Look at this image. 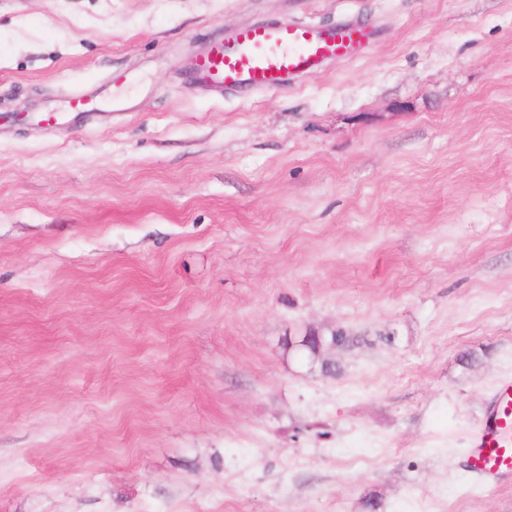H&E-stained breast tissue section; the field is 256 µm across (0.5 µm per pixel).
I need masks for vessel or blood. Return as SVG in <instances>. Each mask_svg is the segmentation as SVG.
<instances>
[{
	"mask_svg": "<svg viewBox=\"0 0 512 512\" xmlns=\"http://www.w3.org/2000/svg\"><path fill=\"white\" fill-rule=\"evenodd\" d=\"M370 31L360 21L321 27L286 18L257 23L213 41L191 66L196 82L218 94L287 86L321 72L333 59L365 51ZM469 473L487 483L512 476V378L499 380L471 437Z\"/></svg>",
	"mask_w": 512,
	"mask_h": 512,
	"instance_id": "b4317fda",
	"label": "vessel or blood"
}]
</instances>
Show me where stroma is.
Segmentation results:
<instances>
[{"mask_svg":"<svg viewBox=\"0 0 512 512\" xmlns=\"http://www.w3.org/2000/svg\"><path fill=\"white\" fill-rule=\"evenodd\" d=\"M285 17L375 35L190 79ZM503 376L512 0H0V512H512L465 467ZM369 38V27L359 20L334 27L290 18L256 23L213 41L191 69L196 82L214 93H258L314 76L329 60L355 59Z\"/></svg>","mask_w":512,"mask_h":512,"instance_id":"stroma-1","label":"stroma"}]
</instances>
